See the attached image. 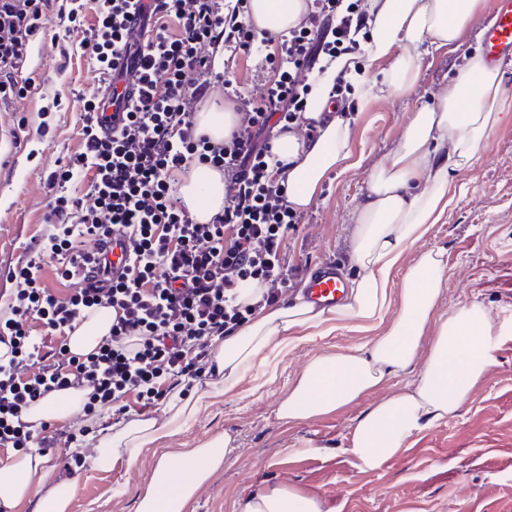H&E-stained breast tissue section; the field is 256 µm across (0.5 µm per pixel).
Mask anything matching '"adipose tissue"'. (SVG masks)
Wrapping results in <instances>:
<instances>
[{
  "label": "adipose tissue",
  "mask_w": 512,
  "mask_h": 512,
  "mask_svg": "<svg viewBox=\"0 0 512 512\" xmlns=\"http://www.w3.org/2000/svg\"><path fill=\"white\" fill-rule=\"evenodd\" d=\"M481 0H369L372 34L362 48L369 62H385L383 82L393 92H411L420 76L421 47L458 44L474 20ZM248 16L258 33L282 34L307 11V0H249ZM504 72L487 66L480 54L448 83L437 104L419 108L398 148L372 171L368 192L354 214L357 229L350 259L355 270L345 302L318 310L302 297L260 312L225 338L215 351L222 377L221 394L263 361L267 351L283 348L290 332L313 341L358 320H382L390 305L394 269L405 251L439 223L452 203V175L471 167L483 144L512 106L501 94ZM277 154L287 162L288 202L307 208L327 174L344 169L351 157L348 119L336 116L318 127L312 140L282 136ZM196 221L208 222L224 208V180L205 166L195 168L181 188ZM445 266L439 251L422 252L404 275L396 319L362 349L314 357L277 403L275 415L291 424L348 406L401 372L416 377L398 393L382 398L356 420L349 452L364 469L376 470L398 457L416 433L457 414L493 362L496 338L482 304L470 303L437 312ZM432 331L428 355L420 348ZM83 402L82 393L56 392L32 405L26 421L69 418ZM203 397H177L163 424L133 419L103 439L94 464L107 470L120 458L135 461L143 448L171 436L194 418ZM231 436L215 438L178 458L161 455L139 512H183L186 501L225 460ZM44 488L41 512H70L71 490L54 478L44 456L28 453L0 466V512H14L34 487ZM242 512H322L319 500L282 488L249 496Z\"/></svg>",
  "instance_id": "adipose-tissue-1"
}]
</instances>
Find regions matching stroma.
Instances as JSON below:
<instances>
[{
    "label": "stroma",
    "instance_id": "stroma-1",
    "mask_svg": "<svg viewBox=\"0 0 512 512\" xmlns=\"http://www.w3.org/2000/svg\"><path fill=\"white\" fill-rule=\"evenodd\" d=\"M492 6L493 0H482L460 46L422 54L420 79L409 97L385 91L350 95L356 165L330 175L305 209L304 224L286 239L290 273L284 300L300 293L311 265H346L353 214L373 166L400 144L416 108L438 101L465 54L480 50ZM98 7V0H83L75 28L48 13L28 65L40 95L0 99V127L14 142L13 159L0 161V290L11 288L7 272L24 258L30 240L52 233L46 217L56 187L50 176L82 149L84 106L101 92L86 46ZM217 68L224 83L209 100L230 110L254 99L272 77L263 57L242 50L225 52ZM454 185L447 218L403 255L394 279L402 281L418 252L440 250L446 271L439 310L479 302L491 314L494 361L457 415L412 436L399 458L374 471L361 469L347 451L350 429L371 397L296 424L278 421L276 404L307 362L369 339V331L352 324L270 353L273 374H247L231 391L210 398L179 432L143 449L136 461L122 458L101 470L89 447L84 468L71 474L65 469L70 449L47 451L56 477L72 486L71 512H137L160 455L175 457L226 433L233 448L183 512H240L247 496L271 487L315 497L323 512H512V117L494 131L478 161L456 175Z\"/></svg>",
    "mask_w": 512,
    "mask_h": 512
}]
</instances>
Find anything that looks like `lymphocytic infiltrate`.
<instances>
[{"instance_id": "f902f5d3", "label": "lymphocytic infiltrate", "mask_w": 512, "mask_h": 512, "mask_svg": "<svg viewBox=\"0 0 512 512\" xmlns=\"http://www.w3.org/2000/svg\"><path fill=\"white\" fill-rule=\"evenodd\" d=\"M364 0H308L297 26L278 47L273 79L258 99L242 104L224 140L195 132L194 116L216 84L217 56L242 49L264 54L247 19L248 0L222 9L221 0H100L88 42L106 87L121 76L112 62L131 58L143 84L138 98L113 95L126 121L112 132L99 126L103 99L84 107L83 147L53 175L58 195L52 208L55 232L27 247L13 269L14 288L0 291V448L20 453L62 444L74 472L84 466L76 431L23 421L31 404L54 391L84 394L88 413L118 417L148 414L175 389L190 391L215 377L217 341L260 308L277 305L288 282L284 243L304 221L289 206L287 187L271 172L274 146L283 135L315 121L304 120L306 96L324 58L360 54L357 34L369 14ZM76 22L78 8L55 0H0V98L27 95L21 77L29 46L48 11ZM176 12L181 37L163 28L134 30L133 17ZM224 176V209L197 223L179 196L192 166ZM93 171L92 209L67 186ZM80 223H68L71 212ZM95 247L82 249L83 240ZM127 251L126 265L113 275L106 249ZM62 258V278L74 284L66 298L39 284L47 259ZM120 312L94 352L68 349L70 336L101 308ZM56 335L55 345L32 335L27 317Z\"/></svg>"}]
</instances>
